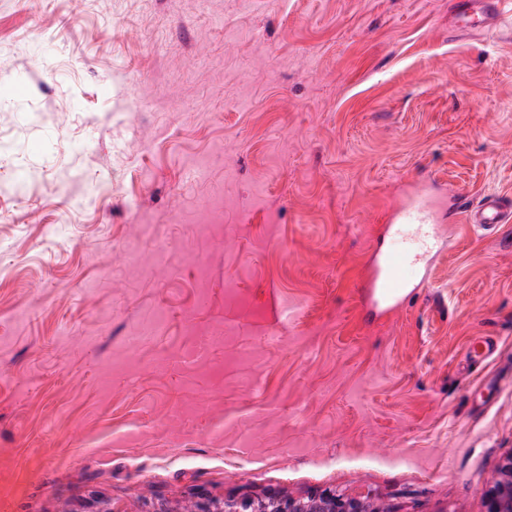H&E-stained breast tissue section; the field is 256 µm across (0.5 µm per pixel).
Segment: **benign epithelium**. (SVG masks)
<instances>
[{
  "label": "benign epithelium",
  "instance_id": "7a95c632",
  "mask_svg": "<svg viewBox=\"0 0 512 512\" xmlns=\"http://www.w3.org/2000/svg\"><path fill=\"white\" fill-rule=\"evenodd\" d=\"M486 512H512V452L505 456L497 476L485 493ZM388 512L366 495L323 494L306 498L271 499L252 508L249 504L226 501L215 512Z\"/></svg>",
  "mask_w": 512,
  "mask_h": 512
}]
</instances>
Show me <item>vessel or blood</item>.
Wrapping results in <instances>:
<instances>
[{"label": "vessel or blood", "mask_w": 512, "mask_h": 512, "mask_svg": "<svg viewBox=\"0 0 512 512\" xmlns=\"http://www.w3.org/2000/svg\"><path fill=\"white\" fill-rule=\"evenodd\" d=\"M459 29L495 30L503 18L502 0H458L455 13ZM455 206L448 211L449 224H477L492 232L512 222V197L486 194L471 200L469 194H454ZM433 201L426 192L415 194L393 218L396 224L431 223ZM426 254L414 252L402 239L392 237L389 248L374 256L363 282L375 303L395 308L411 289L424 287Z\"/></svg>", "instance_id": "1"}]
</instances>
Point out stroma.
<instances>
[{
  "mask_svg": "<svg viewBox=\"0 0 512 512\" xmlns=\"http://www.w3.org/2000/svg\"><path fill=\"white\" fill-rule=\"evenodd\" d=\"M450 3L0 0V512H485L512 226L356 286L407 192L512 194V13ZM503 13L502 0H459L455 18L461 31L480 28L491 32L500 25ZM428 256L394 235L389 248L371 259L359 288H368L375 303L393 309L412 288L425 286ZM252 512H389L366 495L323 494L306 498L288 497L261 501Z\"/></svg>",
  "mask_w": 512,
  "mask_h": 512,
  "instance_id": "35a3bbf8",
  "label": "stroma"
}]
</instances>
